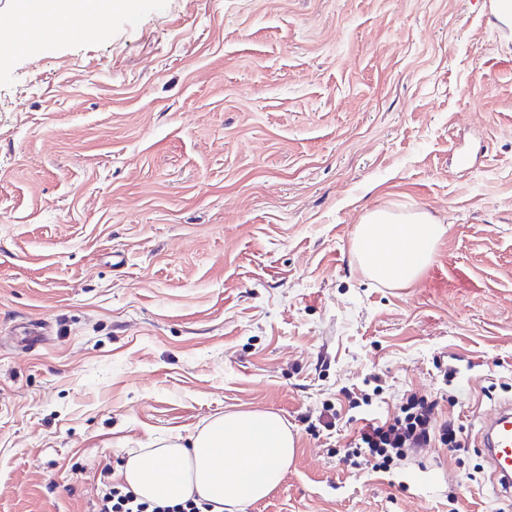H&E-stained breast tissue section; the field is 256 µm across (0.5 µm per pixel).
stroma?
I'll use <instances>...</instances> for the list:
<instances>
[{"instance_id":"obj_1","label":"stroma","mask_w":512,"mask_h":512,"mask_svg":"<svg viewBox=\"0 0 512 512\" xmlns=\"http://www.w3.org/2000/svg\"><path fill=\"white\" fill-rule=\"evenodd\" d=\"M377 208L447 227L409 286L353 250ZM374 376L376 417L434 399L465 449L343 464ZM511 399L490 0H128L31 54L0 35V512H94L102 468L231 410L296 440L244 512H512L478 446Z\"/></svg>"}]
</instances>
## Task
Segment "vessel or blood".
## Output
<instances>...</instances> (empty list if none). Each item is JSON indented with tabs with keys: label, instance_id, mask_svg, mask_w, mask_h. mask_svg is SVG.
Masks as SVG:
<instances>
[{
	"label": "vessel or blood",
	"instance_id": "b4317fda",
	"mask_svg": "<svg viewBox=\"0 0 512 512\" xmlns=\"http://www.w3.org/2000/svg\"><path fill=\"white\" fill-rule=\"evenodd\" d=\"M483 448L495 485L512 492V403L499 406L480 428Z\"/></svg>",
	"mask_w": 512,
	"mask_h": 512
}]
</instances>
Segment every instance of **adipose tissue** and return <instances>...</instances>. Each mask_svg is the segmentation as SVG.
Returning <instances> with one entry per match:
<instances>
[{
  "mask_svg": "<svg viewBox=\"0 0 512 512\" xmlns=\"http://www.w3.org/2000/svg\"><path fill=\"white\" fill-rule=\"evenodd\" d=\"M111 0H26L27 16L12 32L16 51L28 50L43 25L67 33L77 18L109 13ZM446 232L424 212H368L358 224L353 250L379 283L399 287L415 281L430 265ZM296 441L275 413L235 411L207 421L189 435L160 439L128 458L120 475L145 501L181 502L195 497L210 512H242L267 496L291 463Z\"/></svg>",
  "mask_w": 512,
  "mask_h": 512,
  "instance_id": "ef3b65f1",
  "label": "adipose tissue"
}]
</instances>
